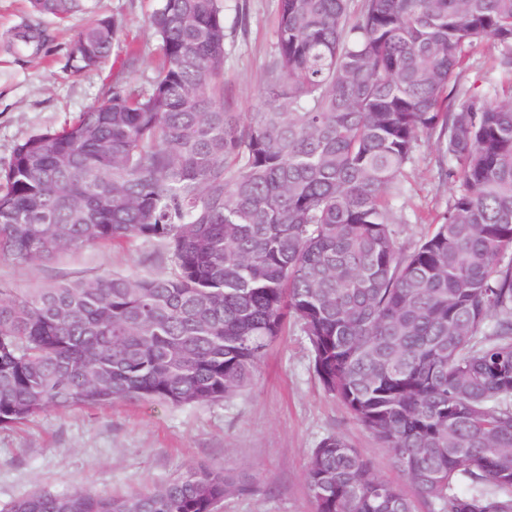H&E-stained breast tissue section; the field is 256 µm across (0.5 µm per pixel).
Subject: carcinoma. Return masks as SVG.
I'll return each mask as SVG.
<instances>
[{"label":"carcinoma","instance_id":"obj_1","mask_svg":"<svg viewBox=\"0 0 512 512\" xmlns=\"http://www.w3.org/2000/svg\"><path fill=\"white\" fill-rule=\"evenodd\" d=\"M60 21L83 0H31ZM223 0H157L145 86L18 142L0 167V258L164 243L170 271L0 289V428L48 408L185 406L249 385L288 323L323 390L401 481L337 433L311 512H512V92L448 85L479 38L512 71V0H278L247 117L224 102ZM88 23L66 67L105 63ZM458 187L408 254L390 198L421 134ZM248 485L205 463L124 494L40 491L0 512H219Z\"/></svg>","mask_w":512,"mask_h":512}]
</instances>
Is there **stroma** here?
<instances>
[{"label": "stroma", "mask_w": 512, "mask_h": 512, "mask_svg": "<svg viewBox=\"0 0 512 512\" xmlns=\"http://www.w3.org/2000/svg\"><path fill=\"white\" fill-rule=\"evenodd\" d=\"M155 0H85L68 24L36 15L28 0H0V166L20 139L57 128L100 102L115 76L141 85L152 75L158 42L148 23ZM276 0H226L224 97L233 111L259 104L276 58ZM246 18L237 21V10ZM114 15L123 41L143 51L125 68L108 60L73 74L65 69L68 47L91 19ZM41 31L37 54L19 52L24 27ZM496 43L470 50L457 76L461 91L492 92L512 85L498 68ZM392 206L398 244L409 251L426 235L456 190L440 168L436 135H421ZM169 265L167 248L136 240L121 248L86 247L48 261L19 264L0 259V288L27 291L55 282L118 272L152 274ZM338 433L370 458L379 477L397 480L389 453L320 387L308 345L298 327L269 350L251 385L231 398L180 407L119 403L48 410L31 422L0 429V507L38 490L68 494L83 486L100 494L154 486L207 462L242 477L252 490L225 499L222 512H310L304 470L312 448Z\"/></svg>", "instance_id": "obj_1"}]
</instances>
